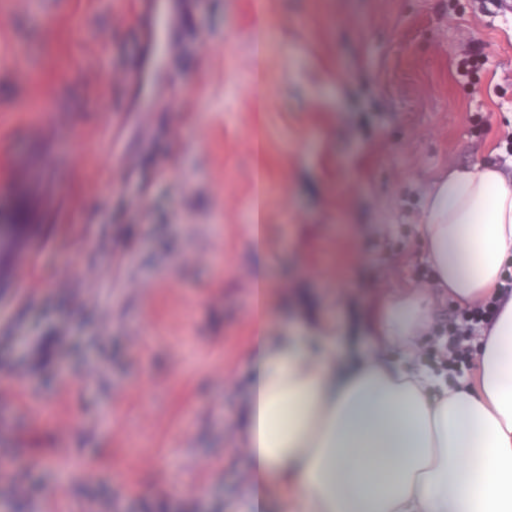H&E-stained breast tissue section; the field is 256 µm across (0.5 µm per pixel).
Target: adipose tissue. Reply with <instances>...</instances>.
<instances>
[{
    "label": "adipose tissue",
    "instance_id": "1",
    "mask_svg": "<svg viewBox=\"0 0 512 512\" xmlns=\"http://www.w3.org/2000/svg\"><path fill=\"white\" fill-rule=\"evenodd\" d=\"M449 295L481 304L512 267V181L489 165L439 179L420 227ZM427 318L417 292L387 297L376 348L342 372L334 331L259 337L246 352L241 512H512V299L481 340L471 381L445 388L413 363Z\"/></svg>",
    "mask_w": 512,
    "mask_h": 512
}]
</instances>
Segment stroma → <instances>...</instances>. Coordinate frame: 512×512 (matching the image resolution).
<instances>
[{
    "label": "stroma",
    "mask_w": 512,
    "mask_h": 512,
    "mask_svg": "<svg viewBox=\"0 0 512 512\" xmlns=\"http://www.w3.org/2000/svg\"><path fill=\"white\" fill-rule=\"evenodd\" d=\"M181 3L176 93L115 139L137 0H71L48 40L28 13L0 24V114L75 118L10 128L13 145L85 201L54 224L32 292L0 298V512H233L251 479L257 190L266 333L321 322L343 362L371 350L386 295L425 289L433 323L457 320L420 236L426 195L477 163L512 178V12L493 0ZM41 201L0 168V235Z\"/></svg>",
    "instance_id": "1"
}]
</instances>
